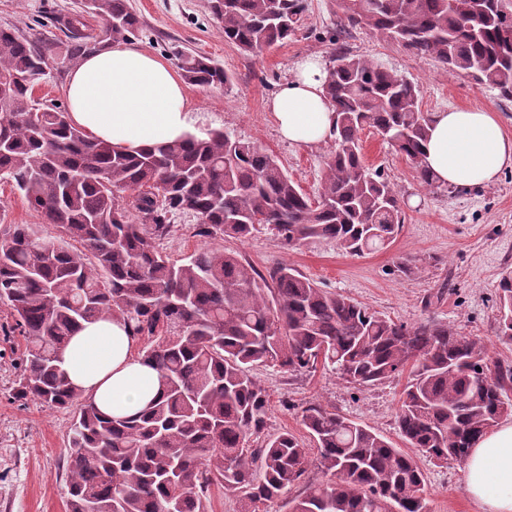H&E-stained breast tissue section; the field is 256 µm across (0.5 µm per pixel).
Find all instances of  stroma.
I'll return each instance as SVG.
<instances>
[{
    "label": "stroma",
    "mask_w": 512,
    "mask_h": 512,
    "mask_svg": "<svg viewBox=\"0 0 512 512\" xmlns=\"http://www.w3.org/2000/svg\"><path fill=\"white\" fill-rule=\"evenodd\" d=\"M77 2L0 0V26L33 39L46 56L47 77L33 90L36 100L66 101L64 86L74 63L66 55L63 21L75 14ZM129 2L144 29L137 45L173 67L178 53L194 51L212 58L231 75V84L221 88L185 87L188 98L203 112L206 128L231 132L272 153L302 191L316 197L329 145L301 147L283 140L266 104L301 61L315 57L328 62L334 49L329 36L339 20L336 0H305L301 29L256 56L225 42L209 0ZM345 46L350 53L413 81L422 111L480 105L497 112L512 134V101L497 89L475 85L470 78L448 72L437 59L411 55L365 30L352 31ZM360 137L366 166L382 171L394 184L405 215L389 246L352 255L330 239L283 248L264 231L241 240L203 239L193 234L195 217L180 214L173 219V235L161 245L163 253L179 264L200 249H224L261 270L285 261L320 287L349 296L394 321L408 325L433 321L478 337L494 361L512 367V343L497 336L498 286L504 276L512 275V168L487 188L445 186L432 191L420 185L409 162L374 129H364ZM0 222L48 229L4 181H0ZM405 255L416 257L417 274L397 271L396 261ZM24 349L23 337L0 335V512H65L63 460L72 414L13 398ZM254 375L267 389L268 412L264 436L251 437L250 447H260L265 436L285 431L313 448L302 423V412L311 405L370 426L397 448L405 446L396 413L408 374L363 388L321 368L296 376L259 367ZM413 458L425 477L430 512H476L465 491L461 464H439L418 452Z\"/></svg>",
    "instance_id": "obj_1"
}]
</instances>
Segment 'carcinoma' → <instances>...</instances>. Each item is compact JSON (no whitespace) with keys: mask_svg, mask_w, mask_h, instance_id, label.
Returning <instances> with one entry per match:
<instances>
[{"mask_svg":"<svg viewBox=\"0 0 512 512\" xmlns=\"http://www.w3.org/2000/svg\"><path fill=\"white\" fill-rule=\"evenodd\" d=\"M340 27L364 29L431 56L448 71L512 99V0H336ZM112 40L141 27L128 0H88ZM224 41L259 54L299 30L305 0H211ZM71 29L70 57L88 51ZM337 114L316 199L277 158L222 129L128 153L72 126L56 103H35L47 75L34 42L0 27V178L58 235L30 224L0 230L4 335L26 342L18 400L75 409L68 436L67 512H208L216 484L243 512L303 484L291 512H429L422 470L372 428L311 405L302 421L318 454L294 435L248 447L265 426L257 365L282 373L327 369L356 387L411 366L396 424L426 457L462 462L477 438L512 414V368L491 366L485 345L446 324L397 323L279 263L263 274L235 253L203 248L179 265L159 250L172 217L192 213L194 235L245 239L260 229L292 247L337 241L358 255L391 244L403 224L399 195L363 161L360 133L374 128L436 187L423 164L431 116L414 83L341 48L326 66ZM184 79L231 82L198 54H181ZM131 195H125V192ZM499 335L512 341V280L500 283ZM121 317L148 341L142 358L163 392L132 418L103 414L70 381L59 355L82 323ZM315 469L324 480H305Z\"/></svg>","mask_w":512,"mask_h":512,"instance_id":"obj_1","label":"carcinoma"}]
</instances>
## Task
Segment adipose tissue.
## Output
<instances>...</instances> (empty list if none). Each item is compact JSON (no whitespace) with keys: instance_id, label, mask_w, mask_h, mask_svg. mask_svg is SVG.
Returning <instances> with one entry per match:
<instances>
[{"instance_id":"ef3b65f1","label":"adipose tissue","mask_w":512,"mask_h":512,"mask_svg":"<svg viewBox=\"0 0 512 512\" xmlns=\"http://www.w3.org/2000/svg\"><path fill=\"white\" fill-rule=\"evenodd\" d=\"M327 71L317 59L300 63L268 101L281 136L301 146L333 138L336 111L325 93ZM70 123L122 150H142L202 136V118L178 74L134 44H117L84 58L65 87ZM424 165L439 184H494L512 168V135L497 113L481 107L433 113ZM119 319L83 323L62 351L72 383L98 409L115 417L142 412L161 392L158 372L134 352ZM466 490L478 512H512V423L483 435L463 466Z\"/></svg>"}]
</instances>
